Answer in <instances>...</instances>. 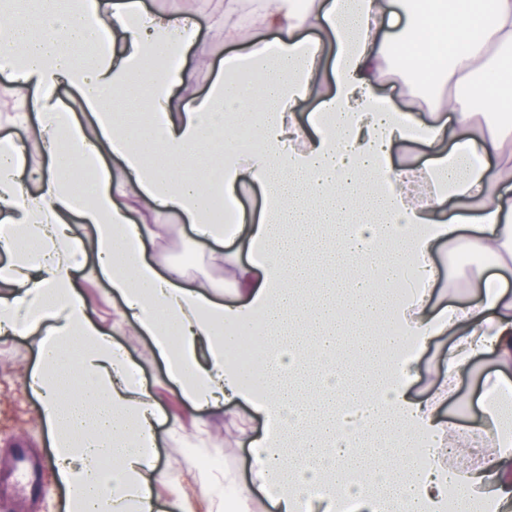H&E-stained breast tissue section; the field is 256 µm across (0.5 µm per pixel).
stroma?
<instances>
[{
    "label": "stroma",
    "instance_id": "35a3bbf8",
    "mask_svg": "<svg viewBox=\"0 0 512 512\" xmlns=\"http://www.w3.org/2000/svg\"><path fill=\"white\" fill-rule=\"evenodd\" d=\"M151 11H179L195 17L199 24L196 43L187 53L188 66L196 70L191 83L172 87L175 101L184 103L206 94L215 74L223 67L225 56L237 53L238 47L224 41L223 29L209 26L211 15L222 12L224 0H142ZM8 73L0 72V139L24 144L35 142L39 125L35 113L25 120L14 121L15 102L4 86ZM156 237L147 247L146 257L159 270L180 267L183 284L197 288L222 302L234 298L238 284L237 270L223 259L224 253L236 251L245 255L242 243L216 244L198 239L181 217L166 214L155 219ZM78 234L85 250L83 262L75 269L74 278L88 305L92 323L109 333L114 344L122 347L134 365L142 387L156 403L159 422L155 429L159 470L172 474L169 482L155 485V494L162 512H225L226 478L248 480L251 454L250 442L261 435L263 422L245 404H232L216 410L194 408L170 382L164 362L155 354L150 336L136 330L122 311L117 296L111 294L105 281L92 271L95 260L94 235L86 225H79ZM451 246L440 247L435 255L441 275L434 290L435 300L464 302L468 299L465 278L474 270L471 263L451 264ZM38 334H0V473L13 469V450L23 446L39 454L46 465L42 472L43 491L31 512H65V496L54 479L55 455L48 431L40 416V399L28 387L26 377L39 361ZM451 342L442 336L421 355L409 394L416 399L431 397L436 392L434 372ZM500 365L494 354L477 357L468 373L453 383L447 400L439 405L443 421L461 427L474 424L481 416L477 404L488 378L494 377ZM212 449L217 465L211 468L212 478H199L202 449Z\"/></svg>",
    "mask_w": 512,
    "mask_h": 512
}]
</instances>
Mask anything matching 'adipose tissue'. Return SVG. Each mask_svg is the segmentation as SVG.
Listing matches in <instances>:
<instances>
[{
	"label": "adipose tissue",
	"mask_w": 512,
	"mask_h": 512,
	"mask_svg": "<svg viewBox=\"0 0 512 512\" xmlns=\"http://www.w3.org/2000/svg\"><path fill=\"white\" fill-rule=\"evenodd\" d=\"M225 41L245 52L225 58L203 96L174 111L171 88L192 77L180 64L158 68L155 49L183 59L195 42L191 16L151 13L140 0H0V71L20 111L36 112L39 149L49 170L27 166V147L0 143V269L10 300L0 301V331L44 330L40 365L29 383L54 438L57 480L68 512H154L156 407L134 380L122 350L87 317L72 270L83 255L77 224L96 237L95 273L117 294L136 327L153 339L171 382L199 407L241 401L264 421L252 444V486H236L240 505L252 487L277 512H298L307 486L320 488L322 512H337L336 491L361 479L358 512H434L448 473L419 471L413 457L432 441L453 447L437 405L408 393L418 359L438 336H451L448 378L469 370L484 351L512 365V288L500 272L512 257V126L489 128L484 112L512 103L501 74L512 56V0H262L244 11L224 0ZM270 38H262V31ZM424 85L446 91L430 120L402 110L379 92L392 59ZM74 89L93 111L87 131L56 96ZM135 100L148 116L131 130L112 107ZM316 101L307 124L296 106ZM237 113L256 144L241 150ZM429 149L427 193L411 201L408 171L395 145ZM156 148L146 160L145 148ZM219 153L216 180L194 168ZM121 158L127 183L113 181L106 155ZM92 175L85 196L77 177ZM41 190H26L25 180ZM246 183L260 187L256 219L233 211L218 224L211 194L236 201ZM472 205L471 225L453 211ZM176 213L199 235L242 239L248 264L240 297L224 304L183 287L180 268L159 273L145 259L154 237L134 223L132 208ZM496 257L478 268L466 303L432 304L443 244ZM401 279L398 297L381 306L379 284ZM262 320V351L251 382L229 354L235 332ZM177 345H169L170 335ZM348 384L320 381L321 362ZM512 399L500 374L482 395L473 431L493 451L460 481V495L494 497L512 512V436L496 408Z\"/></svg>",
	"instance_id": "1"
}]
</instances>
